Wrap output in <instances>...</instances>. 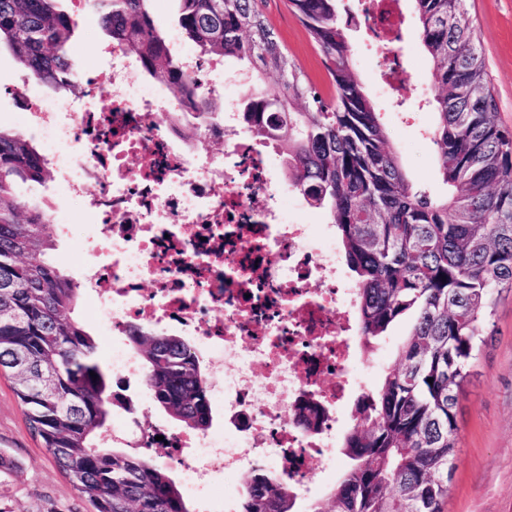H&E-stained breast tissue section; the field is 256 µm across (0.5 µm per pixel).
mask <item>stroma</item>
<instances>
[{
    "mask_svg": "<svg viewBox=\"0 0 512 512\" xmlns=\"http://www.w3.org/2000/svg\"><path fill=\"white\" fill-rule=\"evenodd\" d=\"M61 9L76 22L71 62L77 71L95 65L105 72V58L95 52L107 37L89 24L75 0H61ZM405 24L396 48L412 73L399 92L380 97L383 50L387 39L366 37L362 27H350L348 39L355 52V66L388 130L400 162L414 185L440 197L446 187L435 165L436 146L430 131L435 116L419 108L420 99L431 96L434 77L427 54L419 44L412 0H401ZM467 8L486 60L488 79L497 102V122L512 132V0H468ZM260 9L289 58L324 97L334 88L322 56L308 30L288 0H262ZM25 73L12 52L0 48V127L26 131L13 90ZM29 203L50 205L69 223V237L59 238L52 253L54 263L74 281H82L95 259L77 246L87 214L85 204L59 191L54 178L43 183L19 184ZM402 319L377 351L361 358L365 385L378 388L396 360L398 346L410 330ZM486 344L472 361L458 405L457 467L448 483L445 512H512V291L497 296L494 315L486 329ZM0 512H91L87 497L59 471L41 439L31 430L13 391L9 376H0Z\"/></svg>",
    "mask_w": 512,
    "mask_h": 512,
    "instance_id": "1",
    "label": "stroma"
}]
</instances>
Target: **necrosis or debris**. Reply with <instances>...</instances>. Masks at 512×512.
Segmentation results:
<instances>
[{
    "instance_id": "obj_1",
    "label": "necrosis or debris",
    "mask_w": 512,
    "mask_h": 512,
    "mask_svg": "<svg viewBox=\"0 0 512 512\" xmlns=\"http://www.w3.org/2000/svg\"><path fill=\"white\" fill-rule=\"evenodd\" d=\"M169 46L207 92L223 95L224 62ZM104 83L82 97L23 98L43 157L73 196L93 193L81 248L107 260L90 272L95 320L111 330L112 370L141 377L121 337L142 323L187 337L207 373L224 422L202 432L165 433L163 446L185 473L186 492L205 512L223 478V512H234L246 477L274 470L310 501L312 463H336L339 413L361 386L354 305L324 225L305 223L294 191L276 176L275 149L254 141L226 98L224 152L182 141L166 116L181 111L158 81L118 45Z\"/></svg>"
}]
</instances>
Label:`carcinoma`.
Wrapping results in <instances>:
<instances>
[{
    "label": "carcinoma",
    "instance_id": "1",
    "mask_svg": "<svg viewBox=\"0 0 512 512\" xmlns=\"http://www.w3.org/2000/svg\"><path fill=\"white\" fill-rule=\"evenodd\" d=\"M58 2L0 0V46L28 78L56 90L75 78V21ZM87 2L102 30L188 104L184 137L220 120L216 100L169 53L152 0ZM178 2L177 26L200 56L235 59L255 77L242 101L247 132L274 146L288 185L335 226L357 285L361 349H375L396 321L413 316L397 366L354 403L355 423L341 445L347 471L309 512H443L463 385L495 293L512 288V133L495 120L467 0H413L435 79V162L447 185L439 198L407 180L355 69L345 36L351 22L339 18L337 0H289L323 56L335 87L330 99L289 60L259 0ZM269 74L273 89L264 84ZM48 176L37 147L0 127V372L93 512H193L148 455L104 439L121 395L97 357L95 335L74 316L82 288L51 260L47 210L17 192L18 182ZM128 340L155 404L192 431L208 428L209 379L192 346L143 327L130 329ZM241 508L297 512L288 485L263 470L248 477Z\"/></svg>",
    "mask_w": 512,
    "mask_h": 512
}]
</instances>
